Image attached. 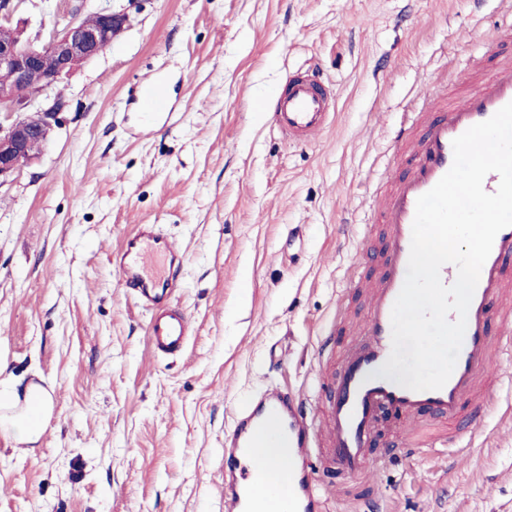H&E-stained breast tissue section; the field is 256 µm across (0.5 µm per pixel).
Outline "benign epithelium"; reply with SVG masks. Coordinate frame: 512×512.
<instances>
[{
    "mask_svg": "<svg viewBox=\"0 0 512 512\" xmlns=\"http://www.w3.org/2000/svg\"><path fill=\"white\" fill-rule=\"evenodd\" d=\"M14 2L0 0V114L11 118L0 122V185L36 155L34 145L44 146L60 122L63 98L44 101L42 95L99 56L127 22L124 13L96 12L93 20L72 21L36 45L12 25Z\"/></svg>",
    "mask_w": 512,
    "mask_h": 512,
    "instance_id": "7a95c632",
    "label": "benign epithelium"
}]
</instances>
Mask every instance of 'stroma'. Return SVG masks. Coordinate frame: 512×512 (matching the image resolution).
I'll list each match as a JSON object with an SVG mask.
<instances>
[{"label": "stroma", "instance_id": "stroma-1", "mask_svg": "<svg viewBox=\"0 0 512 512\" xmlns=\"http://www.w3.org/2000/svg\"><path fill=\"white\" fill-rule=\"evenodd\" d=\"M123 12L112 45L57 86L46 145L0 185V358L53 413L0 434V512H224V433L272 384L309 387L362 250L394 129L431 78L455 80L506 21L500 0H19L25 38ZM337 91L335 120L288 145L265 113L288 73ZM159 82L167 127L134 138ZM155 224L183 256L172 292L192 336L165 357L109 257ZM462 454L369 473L372 501L326 512H512V382Z\"/></svg>", "mask_w": 512, "mask_h": 512}]
</instances>
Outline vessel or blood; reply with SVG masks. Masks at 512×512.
Masks as SVG:
<instances>
[{"instance_id": "obj_1", "label": "vessel or blood", "mask_w": 512, "mask_h": 512, "mask_svg": "<svg viewBox=\"0 0 512 512\" xmlns=\"http://www.w3.org/2000/svg\"><path fill=\"white\" fill-rule=\"evenodd\" d=\"M495 40L501 51L493 62L478 56L468 61L466 77L479 79L476 88L452 98L445 82L422 86L419 111L395 135L394 157L406 168L379 183L370 205L372 218L382 226L383 249L371 257L368 277L351 282L355 288L367 287V308L340 343L336 334L348 319L349 306L339 300L322 341L324 353H339L334 372L320 367L314 373V386L326 399L316 409L301 392L274 385L238 409L224 437L225 512H258L265 475L275 466L288 475L277 512H325L327 474L343 486L423 450L449 452L474 432L462 425L463 411L477 419L495 409L499 352L512 343V306L506 303L512 293V227L497 234L482 267L458 360L444 387L414 391L375 375L392 349L391 312L407 275L418 198L451 168L453 140L512 102V23L497 28ZM328 97L320 74L290 76L267 110L269 121L288 143L311 144L332 123ZM140 99L145 129L158 128L170 109L166 94L146 84ZM111 262L128 295L151 313L153 350L182 351L190 337L189 321L167 304L179 280V251L157 225L141 224L112 253ZM387 414L413 427L431 425L432 431L426 439L412 434L375 452ZM261 439L275 448V455L259 452Z\"/></svg>"}]
</instances>
